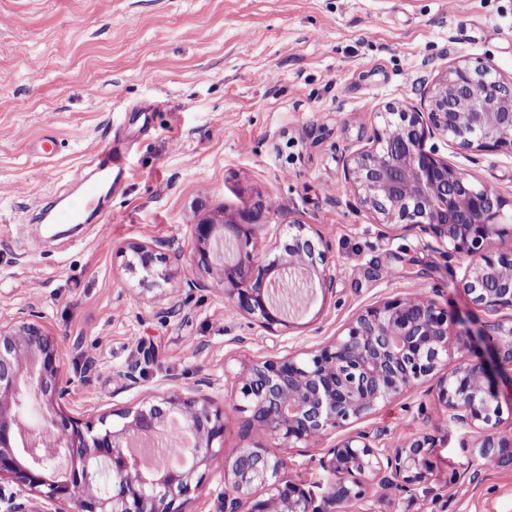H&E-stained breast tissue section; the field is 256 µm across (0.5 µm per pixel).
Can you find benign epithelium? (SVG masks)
<instances>
[{
  "instance_id": "obj_1",
  "label": "benign epithelium",
  "mask_w": 512,
  "mask_h": 512,
  "mask_svg": "<svg viewBox=\"0 0 512 512\" xmlns=\"http://www.w3.org/2000/svg\"><path fill=\"white\" fill-rule=\"evenodd\" d=\"M370 145L349 154L345 181L361 206L383 226L431 235L469 260L463 287L479 308L512 311V199L476 184L439 155V138L461 149L512 154V79L488 61L459 60L438 77L420 106L389 103ZM254 225L209 219L194 225L190 273H215L226 285L233 309L268 331L288 326V309L277 302L274 272L318 270L327 245L307 225H288L291 242L261 263L249 250ZM128 267L143 281L163 261L157 244L132 246ZM492 352V362L464 359L473 336ZM512 368V328L490 336L424 294L388 298L360 312L334 341L253 364L234 382L250 412L251 425L280 442L278 448H242L224 457L220 512H331L336 505L360 506L374 495L413 489L428 480L429 439L396 448L378 446L365 431L350 432L328 448L322 465L336 480L316 497L290 478L283 451L308 444L373 413L417 383L444 371L435 385L438 403L458 424L477 435L479 457L512 466V431L497 433L500 405L496 375ZM70 380L64 378L57 343L37 320L26 316L0 324V481L15 485L4 512H187L205 479L201 468L224 447V409L205 395L177 390L136 408L91 418L64 408ZM42 412L50 442L24 418ZM179 422L193 438L189 462L148 471L130 452L135 441L154 443ZM65 450L68 465L50 461Z\"/></svg>"
}]
</instances>
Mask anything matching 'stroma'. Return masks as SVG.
Instances as JSON below:
<instances>
[{"label": "stroma", "mask_w": 512, "mask_h": 512, "mask_svg": "<svg viewBox=\"0 0 512 512\" xmlns=\"http://www.w3.org/2000/svg\"><path fill=\"white\" fill-rule=\"evenodd\" d=\"M462 59L512 78V0H0V320L24 309L53 334L74 413L206 388L224 410L225 453L274 443L241 409L244 367L315 348L368 305L423 293L488 329L494 315L461 285L466 259L420 231H384L343 176L377 112L419 105ZM106 147L121 153L123 178L99 220L73 225L90 153ZM440 152L512 197V155ZM245 215L257 221L256 261L295 220L329 246L312 294L274 333L236 313L212 275L193 285L185 273L193 224ZM143 240L164 256L149 290L126 267ZM360 427L383 447L432 445L428 482L370 498L369 512H512V467L479 458L430 383ZM329 445L289 450V476L324 491Z\"/></svg>", "instance_id": "obj_1"}]
</instances>
